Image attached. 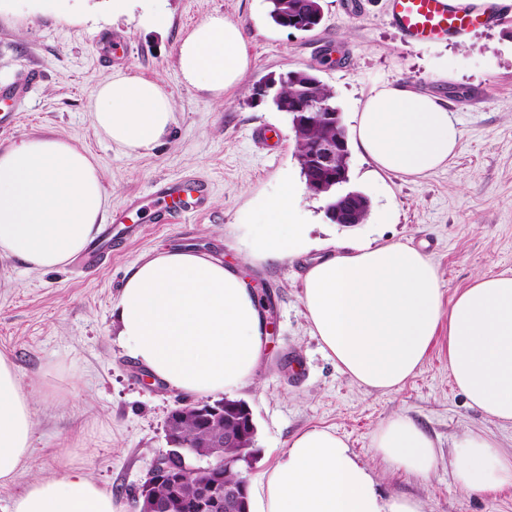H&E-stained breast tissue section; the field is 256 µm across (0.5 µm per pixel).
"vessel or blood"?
Masks as SVG:
<instances>
[{
	"label": "vessel or blood",
	"mask_w": 512,
	"mask_h": 512,
	"mask_svg": "<svg viewBox=\"0 0 512 512\" xmlns=\"http://www.w3.org/2000/svg\"><path fill=\"white\" fill-rule=\"evenodd\" d=\"M500 14L497 8L459 6L451 0H389L391 23L413 42L459 37L471 28L496 22ZM207 194V186L201 183L187 189L175 183L160 184L155 192V223L169 224L184 214L201 209ZM117 240L112 224H105L89 251V264L105 262Z\"/></svg>",
	"instance_id": "1"
}]
</instances>
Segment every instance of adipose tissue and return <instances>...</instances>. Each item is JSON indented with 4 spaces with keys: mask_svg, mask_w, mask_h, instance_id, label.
<instances>
[{
    "mask_svg": "<svg viewBox=\"0 0 512 512\" xmlns=\"http://www.w3.org/2000/svg\"><path fill=\"white\" fill-rule=\"evenodd\" d=\"M249 64L233 21L210 16L180 42L187 84L222 97ZM92 122L117 149L150 148L173 122L159 81L115 72L91 104ZM461 130L438 98L388 84L364 102L352 129L355 148L377 170L428 174L455 156ZM298 184L285 179L265 205L252 241L255 259L276 262L302 251L305 220ZM108 196L99 163L60 138L31 137L0 149V259L31 270H57L100 230ZM303 302L312 333L337 369L381 393L398 389L424 364L437 337L448 373L470 408L512 423V273H483L445 297L431 259L399 242L329 251L307 268ZM112 311L127 353L188 397L233 392L252 380L265 319L253 289L223 260L167 249L127 275ZM33 402L12 361L0 354V484L26 463ZM376 456L405 474L428 477L435 443L413 419L397 415L372 436ZM453 478L465 491L512 485V457L489 436L466 433L451 450ZM249 512H424L420 500L383 495L370 468L344 438L313 427L292 437L257 479ZM11 512H117L110 490L79 469L33 479Z\"/></svg>",
    "mask_w": 512,
    "mask_h": 512,
    "instance_id": "adipose-tissue-1",
    "label": "adipose tissue"
}]
</instances>
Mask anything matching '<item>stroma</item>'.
<instances>
[{"label":"stroma","instance_id":"35a3bbf8","mask_svg":"<svg viewBox=\"0 0 512 512\" xmlns=\"http://www.w3.org/2000/svg\"><path fill=\"white\" fill-rule=\"evenodd\" d=\"M499 20L456 38L406 41L391 24L387 0H320L312 31L274 25L267 0H134L113 14L108 0H60L43 13L13 0L0 9V148L33 136L62 138L99 162L108 212H127V228L111 260L88 267L77 256L59 270H30L0 260V353L16 367L33 398L29 458L12 483L0 486V512L37 476L80 468L131 512L133 491L167 448L168 415L181 393L148 372L124 349L112 304L129 270L163 248L205 252L233 266L266 309L267 339L252 382L236 391L257 427L269 468L297 433L329 427L369 466L384 494L412 496L425 512H512V486L493 492L457 487L449 450L462 434L497 440L512 456V425L467 406L448 375V351L436 342L416 375L395 391H370L336 369L313 336L303 305L306 264L335 246L398 241L423 251L446 296L488 272H512V0ZM164 24H155L154 14ZM210 15L240 27L249 66L222 99L183 82L177 51ZM316 68L352 128L381 83L443 100L462 132L454 160L427 176L375 172L359 152L349 158L348 189L387 211L384 224L345 227L325 215L323 197L304 192L306 249L280 262L251 255V243L284 177L302 181L287 113L257 100L258 83ZM161 81L173 105L165 137L137 155L115 148L93 126L89 104L113 72ZM278 131L279 146L261 151L258 126ZM201 180L203 209L173 224L151 219L156 182ZM403 414L433 438L437 466L419 478L392 470L374 455L372 436Z\"/></svg>","mask_w":512,"mask_h":512}]
</instances>
